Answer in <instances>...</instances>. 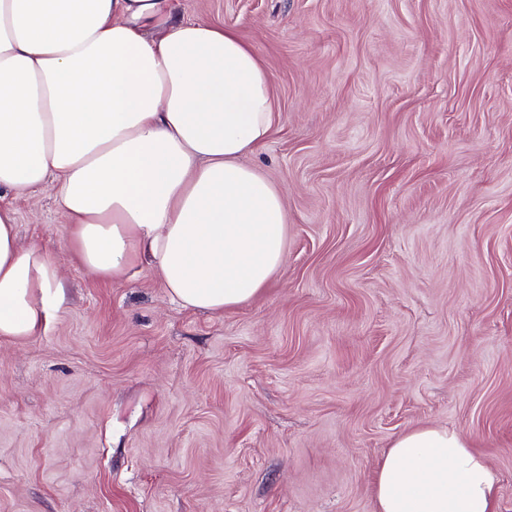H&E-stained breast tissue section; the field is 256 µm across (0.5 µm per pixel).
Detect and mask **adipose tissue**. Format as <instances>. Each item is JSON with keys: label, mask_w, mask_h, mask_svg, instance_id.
<instances>
[{"label": "adipose tissue", "mask_w": 512, "mask_h": 512, "mask_svg": "<svg viewBox=\"0 0 512 512\" xmlns=\"http://www.w3.org/2000/svg\"><path fill=\"white\" fill-rule=\"evenodd\" d=\"M177 0H0V338L47 333L60 268L20 245L14 198L52 187L79 264L157 273L187 309L262 295L288 250L279 186L246 165L274 123L272 78L234 29ZM497 475L465 433L397 436L375 512H497Z\"/></svg>", "instance_id": "1"}]
</instances>
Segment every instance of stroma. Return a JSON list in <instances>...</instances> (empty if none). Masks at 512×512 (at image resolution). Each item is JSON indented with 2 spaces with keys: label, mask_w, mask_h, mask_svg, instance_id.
Listing matches in <instances>:
<instances>
[{
  "label": "stroma",
  "mask_w": 512,
  "mask_h": 512,
  "mask_svg": "<svg viewBox=\"0 0 512 512\" xmlns=\"http://www.w3.org/2000/svg\"><path fill=\"white\" fill-rule=\"evenodd\" d=\"M273 79L247 156L281 188L275 283L224 313L112 284L18 200L66 301L0 342V512H374L393 439L468 435L512 512V0H178Z\"/></svg>",
  "instance_id": "1"
}]
</instances>
